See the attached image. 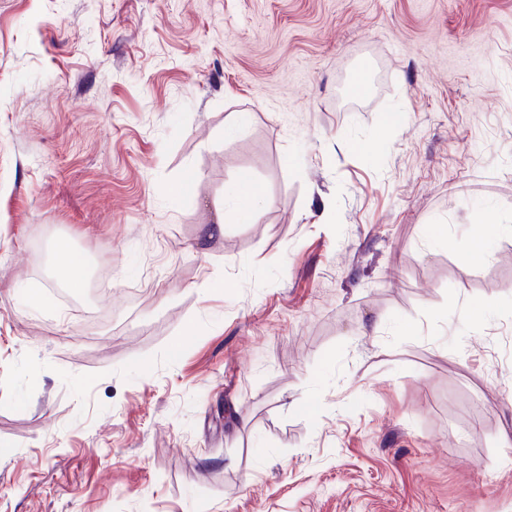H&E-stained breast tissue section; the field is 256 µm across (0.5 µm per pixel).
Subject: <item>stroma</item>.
Returning a JSON list of instances; mask_svg holds the SVG:
<instances>
[{
	"mask_svg": "<svg viewBox=\"0 0 512 512\" xmlns=\"http://www.w3.org/2000/svg\"><path fill=\"white\" fill-rule=\"evenodd\" d=\"M493 218L512 0H0V512H512ZM230 192L233 194L231 200L237 216L245 222L255 220L265 199L263 187L247 171H242ZM56 258L61 268V281L71 293L80 294L87 288V277L83 264L72 257V251L66 240L57 241L54 246Z\"/></svg>",
	"mask_w": 512,
	"mask_h": 512,
	"instance_id": "1",
	"label": "stroma"
}]
</instances>
